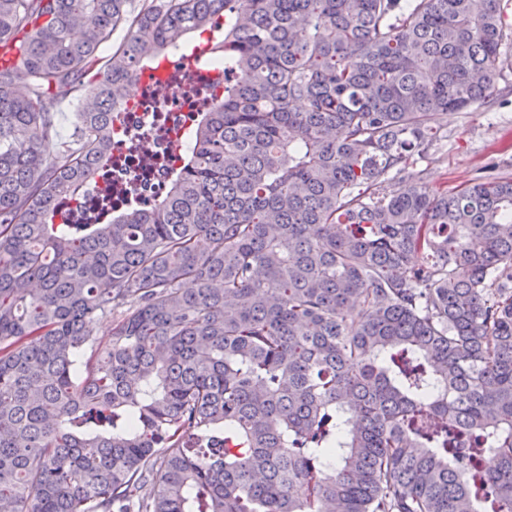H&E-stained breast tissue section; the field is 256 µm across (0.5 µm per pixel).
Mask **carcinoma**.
<instances>
[{"mask_svg":"<svg viewBox=\"0 0 512 512\" xmlns=\"http://www.w3.org/2000/svg\"><path fill=\"white\" fill-rule=\"evenodd\" d=\"M126 2L0 0V512H512V179L389 190L497 94L502 0ZM220 14L168 193L60 222ZM55 121L60 134L69 137L77 131L75 107L69 99L59 100L55 107Z\"/></svg>","mask_w":512,"mask_h":512,"instance_id":"obj_1","label":"carcinoma"}]
</instances>
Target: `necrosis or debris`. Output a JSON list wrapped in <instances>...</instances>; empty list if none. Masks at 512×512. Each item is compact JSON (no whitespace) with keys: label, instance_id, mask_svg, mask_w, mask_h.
Listing matches in <instances>:
<instances>
[{"label":"necrosis or debris","instance_id":"1","mask_svg":"<svg viewBox=\"0 0 512 512\" xmlns=\"http://www.w3.org/2000/svg\"><path fill=\"white\" fill-rule=\"evenodd\" d=\"M220 61L219 50H209L174 70L167 85L142 73L122 88L112 113V152L92 180L62 198L67 223L102 224L114 212L162 197L180 164L185 129L214 101L209 84Z\"/></svg>","mask_w":512,"mask_h":512}]
</instances>
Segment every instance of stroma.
<instances>
[{"mask_svg": "<svg viewBox=\"0 0 512 512\" xmlns=\"http://www.w3.org/2000/svg\"><path fill=\"white\" fill-rule=\"evenodd\" d=\"M499 97L448 115L447 136L422 163L420 183L438 194L493 173L512 177V69L498 79Z\"/></svg>", "mask_w": 512, "mask_h": 512, "instance_id": "stroma-1", "label": "stroma"}]
</instances>
